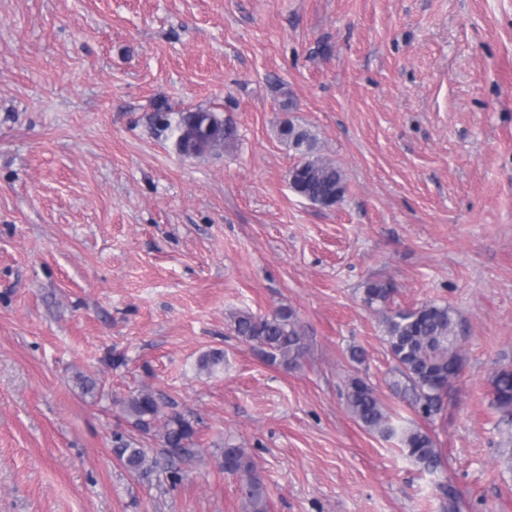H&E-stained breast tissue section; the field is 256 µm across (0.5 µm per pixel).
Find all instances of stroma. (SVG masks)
<instances>
[{
    "mask_svg": "<svg viewBox=\"0 0 512 512\" xmlns=\"http://www.w3.org/2000/svg\"><path fill=\"white\" fill-rule=\"evenodd\" d=\"M197 109L230 118L235 145L180 153L163 123ZM286 120L344 170L341 203L291 190ZM370 280L463 322L434 419L387 384ZM280 306L305 329L295 368L231 328ZM501 362L512 0H0V512H249L227 442L268 512H448L445 484L459 512H512L488 396ZM354 374L431 433L442 467L356 421ZM143 388L194 418L196 463L155 444L143 471L115 458L119 401ZM221 459L224 472L238 476L241 497L248 503L250 511L267 512V489L264 479L245 449L226 444L222 448Z\"/></svg>",
    "mask_w": 512,
    "mask_h": 512,
    "instance_id": "1",
    "label": "stroma"
}]
</instances>
